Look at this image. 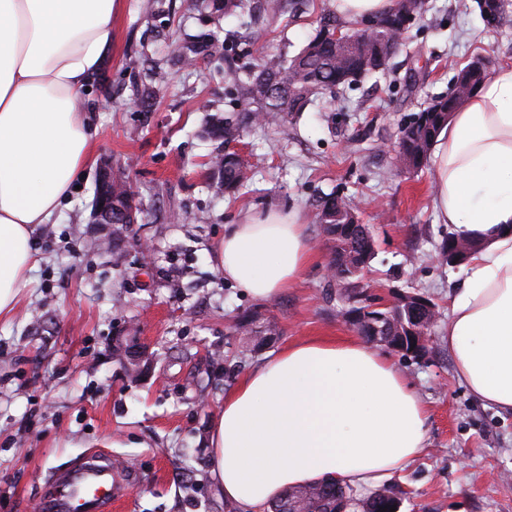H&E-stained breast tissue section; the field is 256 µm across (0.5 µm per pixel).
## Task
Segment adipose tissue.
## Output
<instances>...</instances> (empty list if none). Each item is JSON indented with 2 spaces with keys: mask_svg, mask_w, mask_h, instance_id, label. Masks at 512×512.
Returning <instances> with one entry per match:
<instances>
[{
  "mask_svg": "<svg viewBox=\"0 0 512 512\" xmlns=\"http://www.w3.org/2000/svg\"><path fill=\"white\" fill-rule=\"evenodd\" d=\"M120 0H0V320L17 312L36 262L32 236L71 197L96 129L83 98L112 48ZM433 209L480 240L449 299L458 377L512 413V68L453 112L432 146ZM295 214L271 209L224 227L218 270L248 296L282 295L312 264ZM427 413L382 354L352 338L308 337L247 371L212 423L214 478L239 512L288 488L377 486L425 450Z\"/></svg>",
  "mask_w": 512,
  "mask_h": 512,
  "instance_id": "1",
  "label": "adipose tissue"
}]
</instances>
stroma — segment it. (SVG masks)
Masks as SVG:
<instances>
[{
    "mask_svg": "<svg viewBox=\"0 0 512 512\" xmlns=\"http://www.w3.org/2000/svg\"><path fill=\"white\" fill-rule=\"evenodd\" d=\"M149 2L120 0L112 49L86 95L95 161L36 232L33 281L14 317L0 321V512H36L51 473L108 443L138 477L115 512H224L208 436L225 392L290 342L356 335L330 273L333 244L316 222L331 193L356 207L374 238L361 278L369 298L421 293L438 311L425 356L387 354L428 412L425 452L389 479L407 493L400 512H512V413L470 394L440 340L466 267L434 260L449 229L434 218L432 168L396 163L402 129L448 93L459 69L477 59L491 75L512 67V16L494 26L478 0L466 10L457 0H424L383 72L283 121L243 128L235 146L252 180L233 196L212 186L219 147L201 130L210 114L233 108L229 72L249 62L236 46L295 55L331 0H307L275 26L248 28L191 9V0H163L158 15ZM208 31L217 40L196 66L169 54V42ZM132 59L137 68H128ZM103 158L128 179L142 215L112 225L96 246L90 216ZM272 208L299 215L318 260L284 295L256 300L216 270L212 247L225 225ZM245 316L273 326L263 346L238 334Z\"/></svg>",
    "mask_w": 512,
    "mask_h": 512,
    "instance_id": "obj_1",
    "label": "stroma"
}]
</instances>
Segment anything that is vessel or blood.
<instances>
[{"instance_id": "1", "label": "vessel or blood", "mask_w": 512, "mask_h": 512, "mask_svg": "<svg viewBox=\"0 0 512 512\" xmlns=\"http://www.w3.org/2000/svg\"><path fill=\"white\" fill-rule=\"evenodd\" d=\"M131 479L111 454H87L41 486L39 512H112L118 485Z\"/></svg>"}]
</instances>
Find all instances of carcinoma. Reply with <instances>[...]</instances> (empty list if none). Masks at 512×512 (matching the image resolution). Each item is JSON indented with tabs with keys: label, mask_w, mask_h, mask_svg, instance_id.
I'll list each match as a JSON object with an SVG mask.
<instances>
[{
	"label": "carcinoma",
	"mask_w": 512,
	"mask_h": 512,
	"mask_svg": "<svg viewBox=\"0 0 512 512\" xmlns=\"http://www.w3.org/2000/svg\"><path fill=\"white\" fill-rule=\"evenodd\" d=\"M297 0H194L193 7L211 15L249 16L255 13L277 20L292 12ZM375 27L349 31L346 44L336 41L335 32L340 23L329 14L319 21L316 35L294 56L265 55L260 61L234 79V108L236 118L215 113L209 117L212 140L227 144L239 138L245 124L264 114L272 117L288 116L303 112L324 93L356 83L360 78L385 69L389 60L402 47L409 18L404 5L396 2L385 14L373 17ZM215 37L204 34L193 41H174L170 46L173 57L185 63L209 53ZM458 83L448 95L432 100L421 109L402 131L397 162L407 171L421 168L427 161L431 146L448 122V113L459 106ZM224 177L215 184L219 193H234L247 187L251 181V165L233 152L223 155ZM318 220L326 236L335 243L332 259L334 271L349 266L366 265L374 254V242L365 236L343 237L337 235V225L352 223L353 210L334 194L323 197L318 205ZM367 321L357 333L371 341V336H385L392 326H406L419 318L406 306L372 309L370 305L358 306ZM311 494L310 508L314 512H383L400 505L394 489L382 487L368 494L345 486L337 481L318 482L289 488L271 502V512H299L298 494Z\"/></svg>",
	"instance_id": "carcinoma-1"
}]
</instances>
